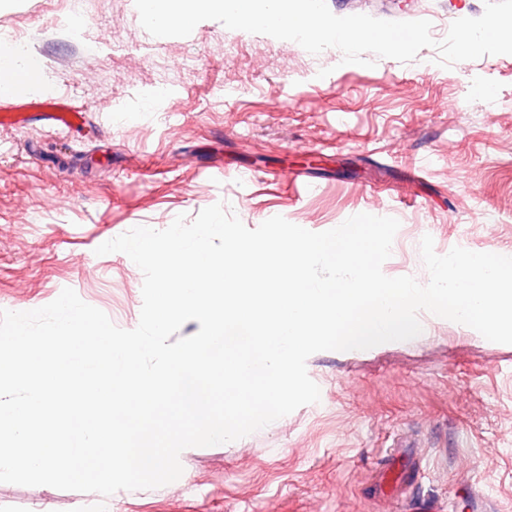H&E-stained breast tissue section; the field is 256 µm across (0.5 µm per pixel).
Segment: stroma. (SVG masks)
Segmentation results:
<instances>
[{
	"instance_id": "35a3bbf8",
	"label": "stroma",
	"mask_w": 512,
	"mask_h": 512,
	"mask_svg": "<svg viewBox=\"0 0 512 512\" xmlns=\"http://www.w3.org/2000/svg\"><path fill=\"white\" fill-rule=\"evenodd\" d=\"M327 4L338 16L426 19L438 41L484 11V0ZM0 29L29 37L43 95L68 94L87 114L66 135L35 122L0 128V310L36 309L69 287L134 329L143 274L96 248L219 202L250 229L276 215L312 232L359 213L394 217L382 270L422 284L427 234L440 255H512V55L445 69L427 47L368 68L215 20L153 52L134 0H88L70 26L44 0H0ZM482 87L490 97H477ZM418 319L415 338L310 356L319 402L183 450L173 483L106 498L0 483V512H406L372 488L403 432L428 464L420 496L469 512L462 488L473 484L493 512H512V344L426 310Z\"/></svg>"
}]
</instances>
